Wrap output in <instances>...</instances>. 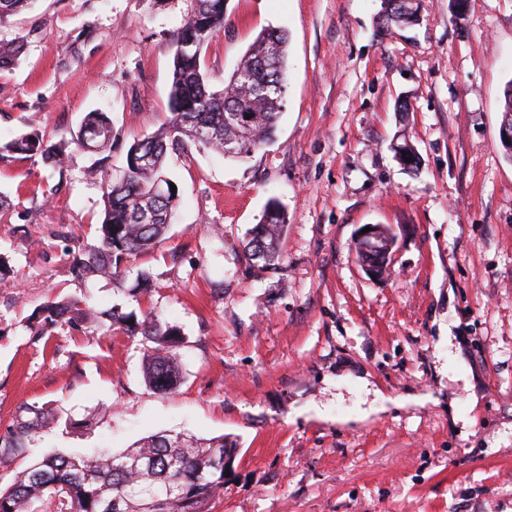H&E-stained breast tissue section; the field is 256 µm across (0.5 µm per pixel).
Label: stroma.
Returning <instances> with one entry per match:
<instances>
[{
	"label": "stroma",
	"mask_w": 512,
	"mask_h": 512,
	"mask_svg": "<svg viewBox=\"0 0 512 512\" xmlns=\"http://www.w3.org/2000/svg\"><path fill=\"white\" fill-rule=\"evenodd\" d=\"M188 0H33L0 24L24 52L0 73V145L37 122L52 143L87 112L112 120L113 177L167 120L171 42ZM381 0H226L202 55L213 83L267 27L288 33L273 140L243 160L170 153L177 215L136 266L133 297L74 280L93 241L98 156L68 146L0 164V432L22 403L52 402L30 454L186 432L236 450L215 512H512V161L501 147L512 83V0H423L412 28H381ZM408 111H400V103ZM408 143L417 168L395 148ZM288 213L279 269L243 245L270 199ZM26 233H17L19 225ZM394 228L391 276L351 243ZM75 234L65 243L61 234ZM116 306L179 332L180 381L144 380L140 338L27 323L49 297Z\"/></svg>",
	"instance_id": "stroma-1"
}]
</instances>
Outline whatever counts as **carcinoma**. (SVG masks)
I'll return each mask as SVG.
<instances>
[{
    "mask_svg": "<svg viewBox=\"0 0 512 512\" xmlns=\"http://www.w3.org/2000/svg\"><path fill=\"white\" fill-rule=\"evenodd\" d=\"M30 2L0 0V22ZM419 9L412 0H384L381 24L413 26ZM223 31L224 0H189L173 43L171 117L157 132L130 146L119 181H112L106 170L104 153L112 147V122L105 113H87L71 135L76 147L101 155L90 175L102 182L105 203L96 244L73 256L71 270L76 277L114 281L125 264L161 247L178 193L168 190L158 196L153 186L158 181L171 183L165 173L169 151L192 142L222 154L224 141L229 140L237 145L232 156L243 158L274 134L283 107L277 88L288 83V36L277 28L263 30L223 87L214 90L202 67L201 53ZM23 49L21 37L0 42V71L12 69ZM231 112L248 114L251 120L240 125L230 120ZM197 127L210 132L211 139L197 140L191 134ZM143 153L151 159L141 167L135 159ZM15 155H39L59 168L65 162L62 148L44 142L34 126L0 147V162ZM287 228L286 210L270 201L244 244L249 259L278 269ZM77 325L142 336L146 383L167 391L179 381L178 331L147 318L139 321L118 307L99 311L74 299H53L32 315L29 329L42 339L53 336L58 328ZM55 422L51 403L21 404L0 435V465L27 457L30 441ZM234 453L222 437L202 441L184 433H158L120 453L102 448L92 454H46L18 472L6 490H0V512H32L35 503L45 512H112L114 501L120 503V512H214L224 495V459H232Z\"/></svg>",
    "mask_w": 512,
    "mask_h": 512,
    "instance_id": "1",
    "label": "carcinoma"
}]
</instances>
